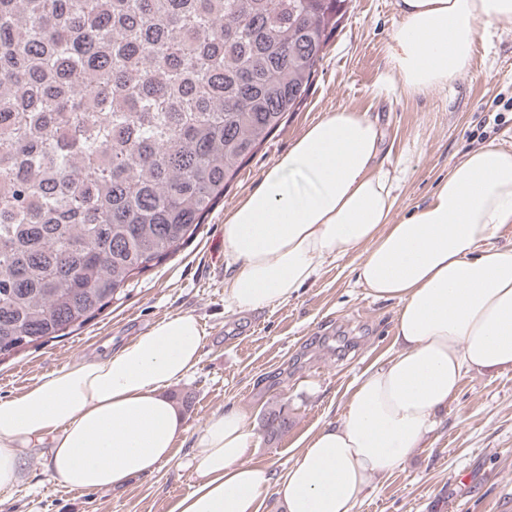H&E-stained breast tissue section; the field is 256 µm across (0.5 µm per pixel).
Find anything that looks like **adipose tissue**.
<instances>
[{
    "label": "adipose tissue",
    "mask_w": 512,
    "mask_h": 512,
    "mask_svg": "<svg viewBox=\"0 0 512 512\" xmlns=\"http://www.w3.org/2000/svg\"><path fill=\"white\" fill-rule=\"evenodd\" d=\"M390 64L402 87L448 84L471 63L479 26L511 25L512 0H396ZM382 134L337 111L310 124L224 221L232 311L274 307L310 284L321 262L361 251L356 281L396 302L395 352L353 381L339 422L305 437L279 476L246 467L256 443L244 414L214 415L194 438L191 493L173 512H259L274 489L287 512H356L372 477L419 448L465 372L512 369V149L468 151L428 202L395 217ZM194 315L160 320L103 357L69 365L0 399V493L32 453L72 490L118 489L173 458L185 420L169 390L196 367Z\"/></svg>",
    "instance_id": "adipose-tissue-1"
}]
</instances>
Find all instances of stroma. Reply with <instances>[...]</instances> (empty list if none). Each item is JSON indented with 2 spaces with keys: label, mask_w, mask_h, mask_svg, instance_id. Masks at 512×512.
<instances>
[{
  "label": "stroma",
  "mask_w": 512,
  "mask_h": 512,
  "mask_svg": "<svg viewBox=\"0 0 512 512\" xmlns=\"http://www.w3.org/2000/svg\"><path fill=\"white\" fill-rule=\"evenodd\" d=\"M399 23L395 0H351L303 104L241 166L195 236L81 331L0 363L5 399L144 335L160 319L196 316L201 361L170 390L186 426L173 459L120 492L75 491L35 453L22 482L0 496V512H172L195 487L192 442L213 415L234 408L258 428L269 411L284 410L287 431L262 438L242 458L277 475L305 435L339 421L354 377L395 348L396 303L357 284L355 251L321 263L315 280L283 305L225 311L224 281L234 269L224 255V219L307 126L333 112L366 114L381 129L383 162L402 171L399 218L423 203L466 151L512 145V27L479 28L468 70L411 94L389 62ZM436 421L411 457L371 479L356 512H512V370L465 374Z\"/></svg>",
  "instance_id": "stroma-1"
}]
</instances>
